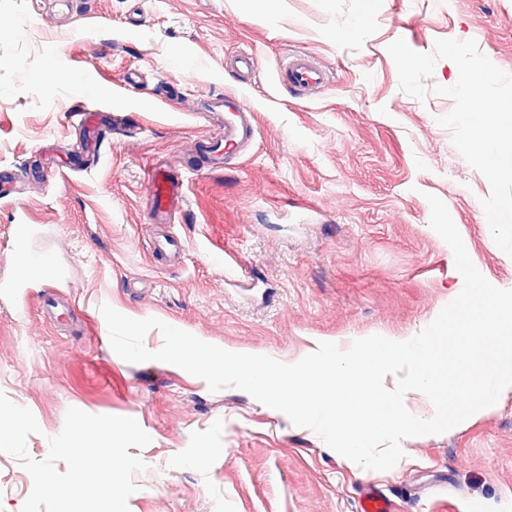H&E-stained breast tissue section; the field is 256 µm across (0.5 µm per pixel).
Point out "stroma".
Instances as JSON below:
<instances>
[{"mask_svg":"<svg viewBox=\"0 0 512 512\" xmlns=\"http://www.w3.org/2000/svg\"><path fill=\"white\" fill-rule=\"evenodd\" d=\"M361 0H0V277L15 270L13 227L51 273L26 294L0 291V392L34 414L36 459L69 408L135 419L150 436L129 512H358L377 486L398 512H512V388L473 421L405 439L393 469L349 463L312 430L247 392H211L160 361L130 363L101 317H154L229 350L294 363L316 342L413 336L457 295L452 251L427 195L447 206L467 252L512 289V257L482 220L487 179L438 117L450 98L399 89L387 47L420 53L475 40L512 73V0H376L364 34L339 40ZM248 51L259 70L229 64ZM328 81L302 95L292 56ZM243 97L252 141L223 163L215 99ZM81 108L120 116L96 152ZM184 176L169 229L185 248H153L147 170ZM199 448L205 468L188 465ZM32 480L0 452V512H21Z\"/></svg>","mask_w":512,"mask_h":512,"instance_id":"1","label":"stroma"}]
</instances>
